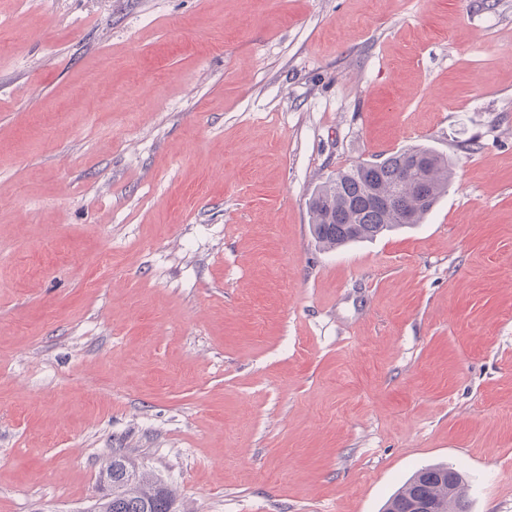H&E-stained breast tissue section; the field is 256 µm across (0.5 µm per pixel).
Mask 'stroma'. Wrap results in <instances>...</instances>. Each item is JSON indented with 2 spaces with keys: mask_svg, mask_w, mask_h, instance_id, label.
<instances>
[{
  "mask_svg": "<svg viewBox=\"0 0 512 512\" xmlns=\"http://www.w3.org/2000/svg\"><path fill=\"white\" fill-rule=\"evenodd\" d=\"M425 145L424 223L307 201ZM512 512V0H0V512ZM417 156L423 158L424 166L410 172V162ZM363 163L338 172L309 200L311 232L326 249L373 240L395 228L420 224L448 188V158L426 147L397 152L376 167ZM416 178L427 185L428 200L416 192ZM372 192L395 196L398 203L394 207L375 205L370 200ZM379 194L377 202H388ZM122 455L100 472L103 495L98 512H171L173 496L152 472L137 470ZM438 464L414 472L387 501L384 512H406L411 500L434 503L436 512H468L464 499L463 476L458 469Z\"/></svg>",
  "mask_w": 512,
  "mask_h": 512,
  "instance_id": "stroma-1",
  "label": "stroma"
}]
</instances>
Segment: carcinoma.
<instances>
[{
  "label": "carcinoma",
  "instance_id": "1",
  "mask_svg": "<svg viewBox=\"0 0 512 512\" xmlns=\"http://www.w3.org/2000/svg\"><path fill=\"white\" fill-rule=\"evenodd\" d=\"M451 164L426 147L414 146L380 161L354 165L324 182L309 200L310 229L326 249L372 240L395 228L420 224L447 191ZM427 185L428 199L415 189ZM394 196V207L371 202V193ZM103 495L98 512H172L173 496L152 472L137 470L115 455L100 472ZM425 499L437 512H468L463 476L445 464L414 472L387 501L384 512H407L410 501Z\"/></svg>",
  "mask_w": 512,
  "mask_h": 512
}]
</instances>
